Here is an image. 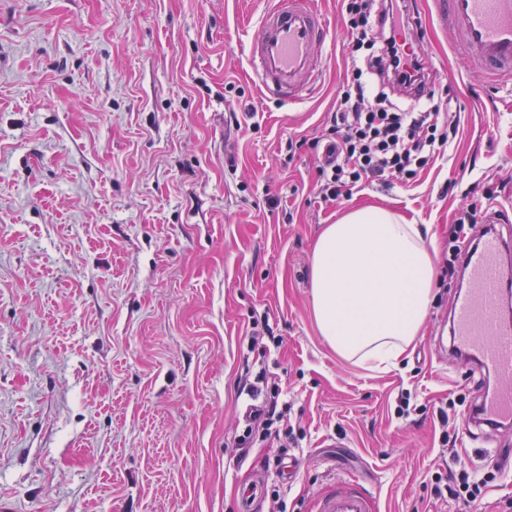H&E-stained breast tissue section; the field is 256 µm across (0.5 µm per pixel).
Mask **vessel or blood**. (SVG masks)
Instances as JSON below:
<instances>
[{"label":"vessel or blood","instance_id":"b4317fda","mask_svg":"<svg viewBox=\"0 0 512 512\" xmlns=\"http://www.w3.org/2000/svg\"><path fill=\"white\" fill-rule=\"evenodd\" d=\"M435 18L457 48L487 73L491 86L512 88V0H432ZM330 34L314 0H272L249 49L252 73L265 95L299 101L317 81L315 54ZM506 245L485 235L464 257L468 288L452 303L454 344L496 379L479 405L483 421H512V323L502 319L501 255ZM371 490L338 480L317 502L318 512H372Z\"/></svg>","mask_w":512,"mask_h":512}]
</instances>
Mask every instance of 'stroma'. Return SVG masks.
Listing matches in <instances>:
<instances>
[{
	"mask_svg": "<svg viewBox=\"0 0 512 512\" xmlns=\"http://www.w3.org/2000/svg\"><path fill=\"white\" fill-rule=\"evenodd\" d=\"M317 2L327 67L286 104L247 61L270 0H0V499L15 512H239L256 478V512H311L347 475L374 512H462L433 491L454 464L495 472L482 512L512 498V424L465 436V407H448L494 384L448 346L461 277L439 274L395 366L337 356L311 307L314 242L349 208L431 225L443 255L463 209L512 206V91L412 0L458 135L409 187L324 199L317 142L349 48L338 0ZM257 323L270 334L252 348ZM250 361L293 434L242 458Z\"/></svg>",
	"mask_w": 512,
	"mask_h": 512,
	"instance_id": "obj_1",
	"label": "stroma"
}]
</instances>
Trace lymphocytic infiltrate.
Listing matches in <instances>:
<instances>
[{"mask_svg": "<svg viewBox=\"0 0 512 512\" xmlns=\"http://www.w3.org/2000/svg\"><path fill=\"white\" fill-rule=\"evenodd\" d=\"M347 16L350 66L336 99L325 143V161L317 174L324 198L336 200L365 182L408 183L418 171L444 155L457 127L448 119L450 98L428 90L422 59L416 50L406 0H341ZM424 91L425 106L402 108L389 89ZM243 392L256 398L243 416L239 447L256 436L271 434L282 414L280 391L261 393L255 384ZM493 474L463 471L450 476L445 489L466 512H476Z\"/></svg>", "mask_w": 512, "mask_h": 512, "instance_id": "f902f5d3", "label": "lymphocytic infiltrate"}]
</instances>
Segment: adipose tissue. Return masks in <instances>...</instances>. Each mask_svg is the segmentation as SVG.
<instances>
[{"instance_id": "1", "label": "adipose tissue", "mask_w": 512, "mask_h": 512, "mask_svg": "<svg viewBox=\"0 0 512 512\" xmlns=\"http://www.w3.org/2000/svg\"><path fill=\"white\" fill-rule=\"evenodd\" d=\"M436 239L404 216L358 207L326 225L312 252L311 306L341 358L395 364L432 301Z\"/></svg>"}]
</instances>
